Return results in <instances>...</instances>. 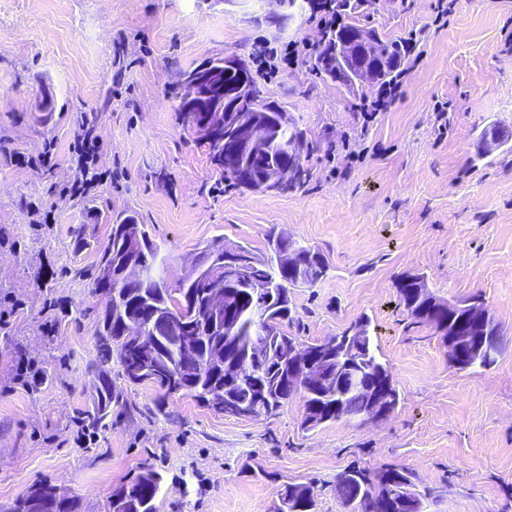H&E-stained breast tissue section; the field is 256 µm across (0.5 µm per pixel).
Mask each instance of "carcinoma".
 <instances>
[{
	"label": "carcinoma",
	"mask_w": 512,
	"mask_h": 512,
	"mask_svg": "<svg viewBox=\"0 0 512 512\" xmlns=\"http://www.w3.org/2000/svg\"><path fill=\"white\" fill-rule=\"evenodd\" d=\"M336 24L323 32L316 50L310 56L311 70L322 78H329L339 86L350 91L354 89L348 68L360 66L370 72L369 86H394L399 81L409 57L411 40L392 38L381 34L371 26L365 12L369 0H334ZM181 125L192 132L198 143L207 151L210 164L224 170V136L206 138L200 134L202 120L199 112L184 111V104L177 106ZM291 135L300 143L301 151L292 163V175L286 183H272L265 187L267 191L288 193L302 187L307 179L306 162L313 151L296 123H291ZM130 225L142 242L139 251L125 249L124 227ZM292 238L283 230L272 229L267 235L266 252L258 254L246 245H238L240 256L254 262L253 275L265 279L277 294V301L268 303L267 294L252 288H229L219 279L208 288H200L190 276L179 281L176 288L168 286L162 277L153 275L158 257V248L151 239L145 225L139 223L133 214L118 216L111 224L108 243L99 262V267L127 266L139 268L141 277L129 283L116 276L104 284L94 279V288L106 287L114 291L119 305H108L98 318L95 337V359L90 369L95 373L98 386L96 396L79 417L81 431L94 436L112 424V406L124 405L122 385L148 384L167 394L183 391L202 406L216 412H224V406L210 404L211 392L227 393L239 407H249L255 403L259 390L255 381L268 383L265 396L267 413L276 412L292 396L302 394L304 410L327 423L338 421L361 412L365 406L364 395L358 392V379L373 377L380 368H387L376 354L372 337L369 336V321H357L355 325L363 328L366 335L364 356L367 357V371L355 378L345 377L333 389L324 394L302 393L295 380L288 378V325L295 320L291 306L290 289L303 285L311 286L322 279L325 273L323 254L312 248L295 246V264L301 268L296 275L288 274L280 261L279 244H288ZM224 260V242L213 240L207 243L197 260L196 267H208ZM411 274L401 275L396 282L400 304L407 316L416 323L430 324L440 338L445 339L452 327L448 326V317L440 315L442 299L429 293L424 295L413 291ZM221 309L223 319L231 320V326H216L211 321L213 308ZM176 311L188 330L183 335L169 336L165 331V322L170 319L171 311ZM268 314L273 322L276 338L272 339L271 350L259 357H245L251 329L255 319ZM128 320L144 325L147 335L151 336L154 353L159 365H175L180 373V382L172 385L164 382V376L134 379L128 367L138 355L141 345L134 339L114 334L120 323ZM190 338L198 345L197 360L190 361L181 353L180 341ZM214 345L224 348V370L210 373L198 368V361L211 352ZM118 365L117 375H112V365ZM164 483L163 475L146 469L132 481L122 484L112 491L111 498H120L124 502L121 512H158L157 499ZM381 490L387 493L389 506L387 512H404L399 506L401 498L413 495L419 502L431 498L432 493L419 490L417 477L413 471L403 465H388L379 470H369L356 465L349 466L336 476L333 490L343 505H348L358 490ZM307 487L302 484L288 483L280 490L283 507L293 512H313V497L305 495ZM33 498L43 501L41 512H86L82 499L71 493L61 491L57 485L40 482L30 487L26 495L18 498L9 508V512H27L26 504Z\"/></svg>",
	"instance_id": "cac0c4a2"
}]
</instances>
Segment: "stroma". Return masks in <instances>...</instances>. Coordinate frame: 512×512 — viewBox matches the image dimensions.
Segmentation results:
<instances>
[{
	"label": "stroma",
	"mask_w": 512,
	"mask_h": 512,
	"mask_svg": "<svg viewBox=\"0 0 512 512\" xmlns=\"http://www.w3.org/2000/svg\"><path fill=\"white\" fill-rule=\"evenodd\" d=\"M275 25L276 0H0V512L41 481L68 487L86 512L151 467L158 512H274L282 485H310L314 512H346L331 484L351 465L413 469L433 492L426 512H512V150L475 161L484 127L512 129V0H374L378 30L416 37L395 99L373 122L309 55L262 87L295 118L314 152L299 190L222 184L176 113L178 73L232 52L321 36L307 0ZM448 14L438 17L440 6ZM99 137L96 164L114 182L74 198V132ZM52 167H33L48 142ZM49 212L36 224L32 211ZM135 213L159 248L155 272L177 285L215 238L267 248L271 228L319 249L328 270L291 291L290 335L318 343L371 320L399 402L388 416L306 431L301 396L276 415L224 416L175 393L132 385L130 408L84 440L92 401L91 290L113 217ZM92 249L74 253L76 235ZM420 273L435 296H481L501 351L460 370L433 329L410 324L395 288ZM37 380L18 381L19 355Z\"/></svg>",
	"instance_id": "35a3bbf8"
}]
</instances>
